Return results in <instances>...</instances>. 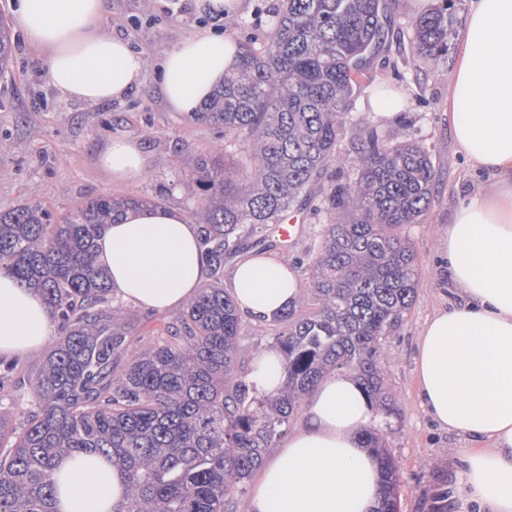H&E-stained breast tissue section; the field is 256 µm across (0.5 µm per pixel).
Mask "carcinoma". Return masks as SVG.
Masks as SVG:
<instances>
[{
  "label": "carcinoma",
  "instance_id": "cac0c4a2",
  "mask_svg": "<svg viewBox=\"0 0 512 512\" xmlns=\"http://www.w3.org/2000/svg\"><path fill=\"white\" fill-rule=\"evenodd\" d=\"M418 61L448 52V4L413 20ZM389 36L385 0H281L262 39L238 43L237 66L192 119L220 130L180 184L200 205L209 281L166 334L131 347L134 315L96 265L95 240L153 198L99 196L57 218L37 200L0 210V271L42 291L56 347L28 373V403L0 413V512H58L59 462L96 452L126 476L112 512H230L262 453L287 430L301 398L332 371L354 370L386 396L383 339L419 286L414 250L398 229L430 204L434 166L419 143L396 142L350 109ZM0 19V74L12 63ZM364 132L356 177L336 152L346 128ZM235 142L241 155L226 156ZM291 209L323 216L318 250L295 303L273 318L284 359L275 394L236 378L244 324L224 289V260L274 247L268 230ZM18 362L0 358V393ZM371 430L364 444L385 476L379 512H395L398 469Z\"/></svg>",
  "mask_w": 512,
  "mask_h": 512
}]
</instances>
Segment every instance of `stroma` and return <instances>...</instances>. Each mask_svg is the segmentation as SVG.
<instances>
[{
    "instance_id": "obj_1",
    "label": "stroma",
    "mask_w": 512,
    "mask_h": 512,
    "mask_svg": "<svg viewBox=\"0 0 512 512\" xmlns=\"http://www.w3.org/2000/svg\"><path fill=\"white\" fill-rule=\"evenodd\" d=\"M280 0H238L234 12L216 17L202 12L197 0H108L103 17L107 32L126 37L145 61L140 85L123 99L91 105L63 98L50 83L40 52L13 32L15 55L8 73L0 74V209L37 199L58 216L102 195L133 198L156 196L169 188L166 203L191 213L198 205L179 186L194 156L206 151L217 134L206 123L169 112L156 76L174 45L198 30L240 40L257 35L258 13L276 12ZM440 0H387L391 33L365 72L364 91L354 109L367 113L368 90L393 86L406 97L402 118L380 119V132L412 137L429 152L435 170L432 201L422 219L401 233L417 258L419 289L402 323L384 342L387 391L394 412L379 428L383 446L399 467L394 489L396 512H441L437 495L447 491L456 503L462 461V437L441 429L422 407L416 380L417 338L428 318L455 303L448 276V218L489 172L473 167L448 128V87L461 31L472 0H454L448 11V52L430 66L412 52L414 17L438 7ZM152 124L154 136L142 128ZM140 139L149 158L138 180L113 179L98 165L112 137Z\"/></svg>"
}]
</instances>
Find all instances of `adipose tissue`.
I'll list each match as a JSON object with an SVG mask.
<instances>
[{
	"instance_id": "obj_1",
	"label": "adipose tissue",
	"mask_w": 512,
	"mask_h": 512,
	"mask_svg": "<svg viewBox=\"0 0 512 512\" xmlns=\"http://www.w3.org/2000/svg\"><path fill=\"white\" fill-rule=\"evenodd\" d=\"M107 0H14L17 29L40 49L65 97L100 104L138 86L144 61L104 30ZM237 45L208 31L186 36L164 57L158 88L170 111H198L236 62ZM448 124L491 184L462 203L448 225V275L461 300L437 310L417 341L419 397L440 427L465 436L461 504L512 512V0H475L466 18L448 94ZM120 180L144 176L138 140L117 136L99 155ZM96 264L136 307L163 313L184 305L208 279L198 228L173 206L127 211L95 242ZM239 311L281 314L299 294L287 266L251 257L233 271ZM52 333L42 295L0 272V355L41 350ZM364 387L350 372L310 392L300 428L263 466L248 512H376L383 473L363 444L373 423ZM59 512H110L125 492L121 470L95 454L60 461Z\"/></svg>"
}]
</instances>
